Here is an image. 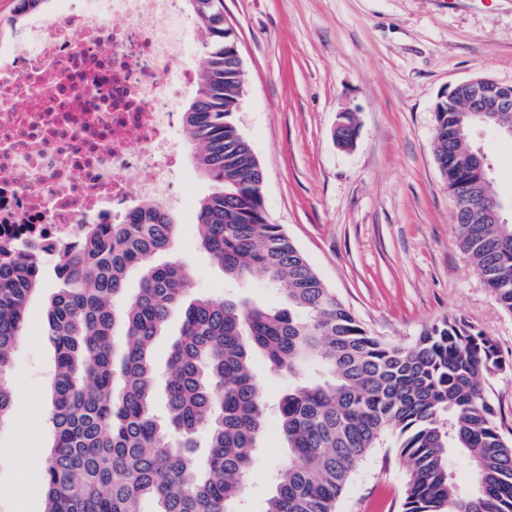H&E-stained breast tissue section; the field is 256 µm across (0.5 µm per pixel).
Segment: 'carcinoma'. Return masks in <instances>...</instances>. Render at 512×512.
<instances>
[{
    "instance_id": "obj_1",
    "label": "carcinoma",
    "mask_w": 512,
    "mask_h": 512,
    "mask_svg": "<svg viewBox=\"0 0 512 512\" xmlns=\"http://www.w3.org/2000/svg\"><path fill=\"white\" fill-rule=\"evenodd\" d=\"M205 32L194 94L183 109L196 168L214 186L201 199V243L231 280L285 284V306L196 298L186 307L164 378L166 417L155 414L152 346L192 289L172 243L169 211L149 204L124 224H97L57 260L47 338L52 446L42 467L43 512H232L265 429L255 352L288 377L278 410L288 455L265 512H336L351 477L389 434L407 472L403 512H512V444L485 394L503 368L496 343L460 318L427 327L409 345L372 336L336 298L282 226L268 220L258 159L235 121L242 84L224 33L223 0H188ZM435 157L453 190L459 247L503 310L512 313V225L486 218L475 170L457 134L458 112L436 103ZM34 247L0 248V423L13 390L5 376L27 302L42 275ZM139 288L127 294L131 272ZM204 431V467L193 435ZM466 457L461 488L451 459Z\"/></svg>"
}]
</instances>
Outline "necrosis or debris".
<instances>
[{
    "label": "necrosis or debris",
    "instance_id": "obj_1",
    "mask_svg": "<svg viewBox=\"0 0 512 512\" xmlns=\"http://www.w3.org/2000/svg\"><path fill=\"white\" fill-rule=\"evenodd\" d=\"M51 2L25 18L31 47L0 39V246L57 255L86 224L165 202L181 170L175 103L197 80L181 56L204 36L180 0Z\"/></svg>",
    "mask_w": 512,
    "mask_h": 512
}]
</instances>
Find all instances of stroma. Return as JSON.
<instances>
[{
    "instance_id": "obj_1",
    "label": "stroma",
    "mask_w": 512,
    "mask_h": 512,
    "mask_svg": "<svg viewBox=\"0 0 512 512\" xmlns=\"http://www.w3.org/2000/svg\"><path fill=\"white\" fill-rule=\"evenodd\" d=\"M241 61L239 131L264 172L270 222L281 225L313 270L371 335L412 343L445 317L491 337L506 365L485 391L500 432L512 440V314L495 300L460 250L455 202L433 153L435 104L479 76L512 84V0H224ZM358 129L351 150L334 139L339 113ZM498 196L512 195V139L472 130ZM167 204L174 254L193 273V294L234 295L267 308L283 293L231 284L200 244L196 211L212 192L190 154ZM58 283L52 265L31 295L7 371L13 385L0 424V512H43L40 472L13 492L15 459L52 444L49 389L55 368L47 309ZM41 417L31 429L32 417ZM288 453L269 411L241 512H263ZM407 473L391 440L356 468L338 512H402Z\"/></svg>"
}]
</instances>
